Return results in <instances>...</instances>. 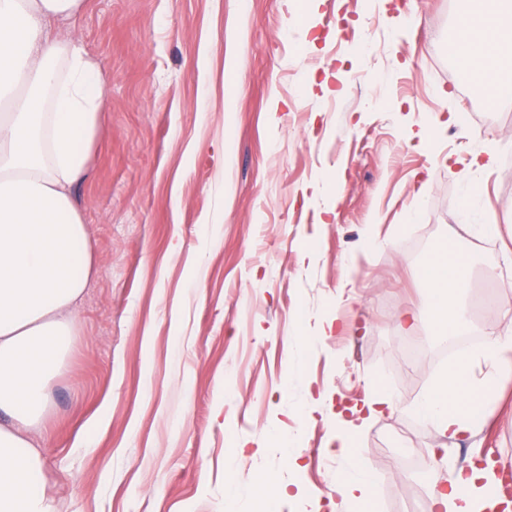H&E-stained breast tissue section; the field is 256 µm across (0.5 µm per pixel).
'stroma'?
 I'll list each match as a JSON object with an SVG mask.
<instances>
[{
    "instance_id": "obj_1",
    "label": "stroma",
    "mask_w": 512,
    "mask_h": 512,
    "mask_svg": "<svg viewBox=\"0 0 512 512\" xmlns=\"http://www.w3.org/2000/svg\"><path fill=\"white\" fill-rule=\"evenodd\" d=\"M468 7L85 0L59 26L108 100L73 189L99 274L35 437L55 512H257L264 475L294 493L272 512H326L336 413L380 391L394 409L353 437L374 512H436L472 460L512 472V362L449 439L415 407L457 356L397 325L447 249L469 261L471 334L512 327V98L460 70ZM468 185L492 234L463 223Z\"/></svg>"
}]
</instances>
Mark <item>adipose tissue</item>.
<instances>
[{
  "instance_id": "adipose-tissue-1",
  "label": "adipose tissue",
  "mask_w": 512,
  "mask_h": 512,
  "mask_svg": "<svg viewBox=\"0 0 512 512\" xmlns=\"http://www.w3.org/2000/svg\"><path fill=\"white\" fill-rule=\"evenodd\" d=\"M82 0H0V512H55L41 482L42 452L30 433L48 407L47 382L77 327V305L98 274L94 245L73 203L105 105L100 66L77 39L52 36L48 24L73 17ZM459 59L471 76L495 80L512 54V0H471L457 35ZM466 262L441 254L421 271L429 297L419 319L438 334L461 335L467 323L456 293ZM512 358V330L458 360L423 397L417 414L440 433H474L475 403L496 380L475 379L474 360ZM381 393L351 407L336 436L339 468L328 507L360 512L370 502L371 478L358 464L351 435L368 418L392 408ZM491 467L457 471L437 499L439 512H496L507 500Z\"/></svg>"
}]
</instances>
